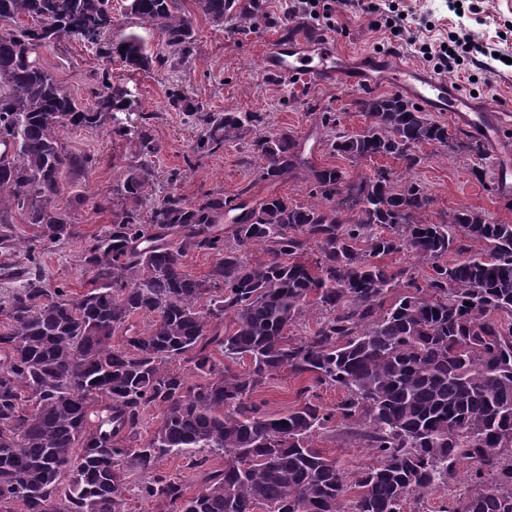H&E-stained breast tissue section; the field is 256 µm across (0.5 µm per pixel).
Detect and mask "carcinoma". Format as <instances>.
<instances>
[{"label": "carcinoma", "mask_w": 512, "mask_h": 512, "mask_svg": "<svg viewBox=\"0 0 512 512\" xmlns=\"http://www.w3.org/2000/svg\"><path fill=\"white\" fill-rule=\"evenodd\" d=\"M195 7L216 27L236 17L247 31L261 4ZM128 9L173 57L148 55L134 33L109 37L110 0H0V245L13 211L43 241L72 234L84 199L52 202L63 176L93 159L68 151L61 129L110 124L136 158L104 200L112 224L84 251L95 286L77 296L46 288L34 246L14 271L20 287L0 297V512H425L429 493L455 486L436 512H512V224L467 207L433 221L417 182L382 167L353 177L318 166L292 134L269 135L240 112H204L198 149L250 135L258 179L286 182L301 170L312 201L189 200L174 187L146 205L160 151L150 117L118 122L131 100L105 70L93 104L80 105L39 60L71 40L133 70L193 56L195 29L178 0ZM22 15L33 24H17ZM169 102L203 112L177 89ZM354 106L370 123L329 145L355 163L392 157L410 171L423 144L484 159L479 138H460L399 95L367 91ZM254 244L269 258L250 261L242 248ZM199 253L213 264L194 277L183 259ZM398 253L419 265L382 263ZM314 310L315 329L290 335ZM219 355L247 368L232 372ZM284 371L311 381L302 395L324 386L344 395L331 408L305 398L270 416L253 394ZM151 409L160 423L144 440ZM338 420L341 437L373 449L376 464L313 447L314 433ZM169 454L188 460L193 483L158 470ZM213 457L224 465L210 467ZM132 471L142 474L133 499Z\"/></svg>", "instance_id": "1"}]
</instances>
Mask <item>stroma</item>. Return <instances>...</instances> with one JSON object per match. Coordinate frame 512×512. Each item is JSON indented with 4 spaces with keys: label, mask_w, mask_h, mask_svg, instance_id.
<instances>
[{
    "label": "stroma",
    "mask_w": 512,
    "mask_h": 512,
    "mask_svg": "<svg viewBox=\"0 0 512 512\" xmlns=\"http://www.w3.org/2000/svg\"><path fill=\"white\" fill-rule=\"evenodd\" d=\"M290 0H262L256 26L241 34L233 22L217 29L198 12L194 0H180L182 12L192 19L197 34L194 57L168 69L128 70L121 61L110 66L111 82L128 91L132 106L120 114L121 124H136L139 114L152 116V133L161 147L155 162L154 198H162L170 185V172L179 170L181 194L195 198L206 192L232 196L248 190L250 196L266 195L270 188L259 181L260 161L247 141L226 143L213 152L198 151L202 127L186 113L169 105L167 92L178 87L191 101L208 112L256 113L263 117L264 131L287 132L304 141L312 151L315 164L334 166L353 173L370 174L380 166L394 174H409L432 197L431 213L452 211L463 206L484 210L494 220L512 224V207L496 190L494 174L500 159L486 152L484 161L465 154H451L438 146L420 149L424 161L413 170H405L401 161L380 157L358 163L330 154L324 140L335 130H362L364 117L354 107L361 88L348 84L320 82L283 83L267 73L262 64L264 52L291 26L328 36L337 52L346 56L359 53H398L415 67L432 70V63L417 56L413 41L438 43L450 34L468 37L477 47L498 53L493 70L486 71L465 64L448 73L449 81L464 93L512 109V0H376L379 12L352 9L343 0H332L330 18H313L298 13L286 15ZM399 12L407 17L403 36L392 38L379 27L381 14ZM42 63L77 101H92L89 92L92 74L100 68L94 49L79 41L41 52ZM335 117V124H325V117ZM64 144L71 150L94 155L97 164L79 177H65L63 190L55 199L58 207H67L74 196L93 199L108 195L119 180L131 152L125 141L112 135L108 128L64 130ZM488 172L486 182H478L471 173L476 164ZM278 194L298 201L306 200L307 185L303 175L274 188ZM112 222L110 210L89 205L79 211L70 237L57 242L41 243V266L47 288H64L81 293L93 286V274L83 263L82 255L89 241ZM299 379L281 373L268 388L256 393L265 412L280 417L297 404Z\"/></svg>",
    "instance_id": "stroma-1"
}]
</instances>
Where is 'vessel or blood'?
I'll return each instance as SVG.
<instances>
[{
  "label": "vessel or blood",
  "instance_id": "vessel-or-blood-1",
  "mask_svg": "<svg viewBox=\"0 0 512 512\" xmlns=\"http://www.w3.org/2000/svg\"><path fill=\"white\" fill-rule=\"evenodd\" d=\"M364 60L379 79L397 93L415 98L435 111L448 113L453 120L467 123L478 136L512 157V146L500 139L505 115L494 103L475 100L455 89L447 79L395 63L389 55L368 54ZM265 65L286 83L305 78L358 87L367 84L366 78L352 75L350 59L337 54L333 43L320 35L296 33L288 39L277 40L268 51Z\"/></svg>",
  "mask_w": 512,
  "mask_h": 512
}]
</instances>
